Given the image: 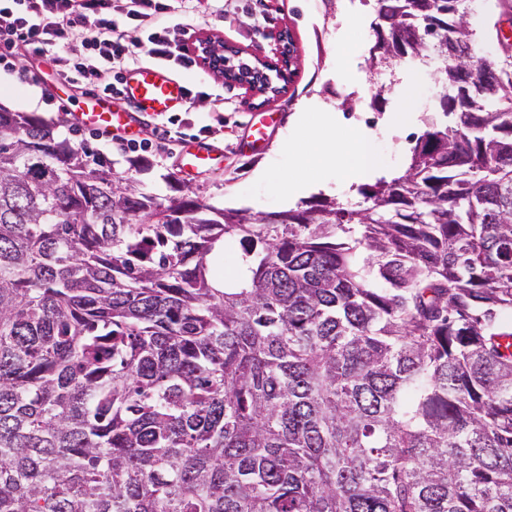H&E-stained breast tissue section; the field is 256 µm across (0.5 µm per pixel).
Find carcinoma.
I'll return each mask as SVG.
<instances>
[{"label": "carcinoma", "instance_id": "carcinoma-1", "mask_svg": "<svg viewBox=\"0 0 512 512\" xmlns=\"http://www.w3.org/2000/svg\"><path fill=\"white\" fill-rule=\"evenodd\" d=\"M375 11L448 111L356 208L159 202L0 106V512H512V62L469 0ZM470 13L468 21L471 28L476 33L475 50L476 57L491 65H501L508 59V55L512 56V39L511 47L498 42L494 23L499 19L503 21L500 27L508 30L510 25L505 16L501 17V8L498 0H471Z\"/></svg>", "mask_w": 512, "mask_h": 512}]
</instances>
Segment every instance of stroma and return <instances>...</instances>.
I'll return each mask as SVG.
<instances>
[{
  "label": "stroma",
  "mask_w": 512,
  "mask_h": 512,
  "mask_svg": "<svg viewBox=\"0 0 512 512\" xmlns=\"http://www.w3.org/2000/svg\"><path fill=\"white\" fill-rule=\"evenodd\" d=\"M498 0H471L468 21L476 34V57L500 65L512 56V46L498 42L494 24L499 20ZM376 13L371 0H220L218 9L201 15L196 35L214 34L240 48L244 56L272 55V32L288 28L295 45L294 77L279 96L260 102L249 99L244 89L230 87L201 68L180 72L187 88L206 91L190 111L177 112L189 136L216 149L210 165L184 175L180 161L152 150L134 155L112 153L115 170L127 171L132 162L143 163L135 177L141 187L158 198L171 195V183L180 180L192 187L208 205L217 208L274 212L288 209L284 184L296 181L316 184V196L348 206L362 200L357 186L342 176L347 164L340 157L307 167L298 163L299 152L308 150L310 139L324 113L338 117L337 139L349 134V121L375 129L372 152L385 173L398 175L407 165L417 138L435 119V100L441 91L434 63L416 59L389 69L373 70L370 51L377 36ZM88 94L79 86H57L44 80L38 88L0 76V105L18 112H36L54 123L61 136ZM65 99L66 112L46 106L44 97ZM305 113L295 125V113ZM400 124L398 135L388 129ZM262 140H255V132ZM290 140L294 151L281 147Z\"/></svg>",
  "instance_id": "35a3bbf8"
}]
</instances>
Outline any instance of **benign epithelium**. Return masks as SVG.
I'll use <instances>...</instances> for the list:
<instances>
[{"instance_id":"obj_1","label":"benign epithelium","mask_w":512,"mask_h":512,"mask_svg":"<svg viewBox=\"0 0 512 512\" xmlns=\"http://www.w3.org/2000/svg\"><path fill=\"white\" fill-rule=\"evenodd\" d=\"M276 59L256 58L248 64L240 59L241 51L224 43L218 36L207 35L193 43L192 49L201 57L205 67L229 86H238L251 95L279 93L280 83H289L293 77L295 49L288 30L276 35Z\"/></svg>"}]
</instances>
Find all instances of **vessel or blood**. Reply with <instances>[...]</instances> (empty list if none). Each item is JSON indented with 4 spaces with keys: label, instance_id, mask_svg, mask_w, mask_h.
<instances>
[{
    "label": "vessel or blood",
    "instance_id": "vessel-or-blood-1",
    "mask_svg": "<svg viewBox=\"0 0 512 512\" xmlns=\"http://www.w3.org/2000/svg\"><path fill=\"white\" fill-rule=\"evenodd\" d=\"M125 96L143 111L155 114L178 111L186 101L183 82L168 69L155 65H144L133 71L126 82ZM76 121L88 128L108 129L128 137L133 134L132 113L114 109L111 99L100 95L85 101Z\"/></svg>",
    "mask_w": 512,
    "mask_h": 512
}]
</instances>
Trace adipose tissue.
<instances>
[{
  "mask_svg": "<svg viewBox=\"0 0 512 512\" xmlns=\"http://www.w3.org/2000/svg\"><path fill=\"white\" fill-rule=\"evenodd\" d=\"M335 124V113H327L324 125L313 137L310 152L304 154L301 158L302 164L307 165L340 152L351 161L349 168L351 180L376 176L377 170L368 154L371 138L370 130L359 125L353 126L349 137L339 144L329 136V132Z\"/></svg>",
  "mask_w": 512,
  "mask_h": 512,
  "instance_id": "adipose-tissue-1",
  "label": "adipose tissue"
}]
</instances>
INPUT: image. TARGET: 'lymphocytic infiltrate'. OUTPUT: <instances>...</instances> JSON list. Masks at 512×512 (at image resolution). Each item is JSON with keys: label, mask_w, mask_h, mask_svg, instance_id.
Here are the masks:
<instances>
[{"label": "lymphocytic infiltrate", "mask_w": 512, "mask_h": 512, "mask_svg": "<svg viewBox=\"0 0 512 512\" xmlns=\"http://www.w3.org/2000/svg\"><path fill=\"white\" fill-rule=\"evenodd\" d=\"M166 0H0V73L21 84H38L22 66L27 52L48 56L62 84H81L114 97V66H134L147 57L179 68L194 67L181 43L190 24L171 26ZM145 28L138 42L125 38L129 24Z\"/></svg>", "instance_id": "1"}]
</instances>
